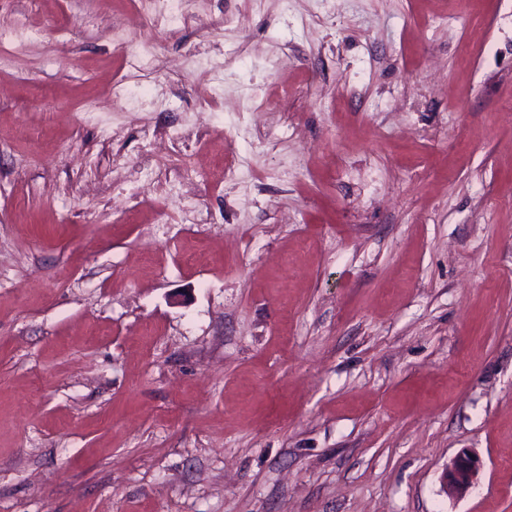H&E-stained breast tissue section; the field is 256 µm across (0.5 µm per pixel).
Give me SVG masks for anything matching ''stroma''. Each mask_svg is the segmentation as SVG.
Masks as SVG:
<instances>
[{
	"label": "stroma",
	"mask_w": 512,
	"mask_h": 512,
	"mask_svg": "<svg viewBox=\"0 0 512 512\" xmlns=\"http://www.w3.org/2000/svg\"><path fill=\"white\" fill-rule=\"evenodd\" d=\"M88 11L0 0V512H512V0ZM133 13L141 26L176 28L187 20L185 0H133ZM481 464L470 451H460L446 468L443 491L450 497H463L477 483Z\"/></svg>",
	"instance_id": "35a3bbf8"
}]
</instances>
